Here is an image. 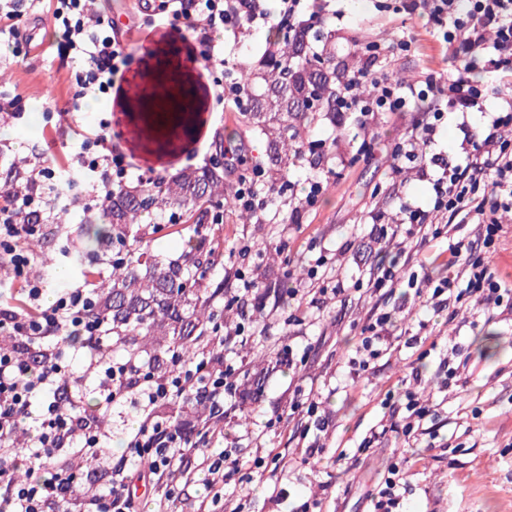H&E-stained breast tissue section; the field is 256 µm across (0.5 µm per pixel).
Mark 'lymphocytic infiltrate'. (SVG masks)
Instances as JSON below:
<instances>
[{
	"instance_id": "1",
	"label": "lymphocytic infiltrate",
	"mask_w": 512,
	"mask_h": 512,
	"mask_svg": "<svg viewBox=\"0 0 512 512\" xmlns=\"http://www.w3.org/2000/svg\"><path fill=\"white\" fill-rule=\"evenodd\" d=\"M270 10L267 0H135L137 22L122 25L103 0H0V47L13 57L29 55L32 40L23 34L25 22L52 24L53 46L71 56L78 66L70 75L72 93L64 108L52 102L32 103L17 93L0 91V121H15L24 112L41 113L45 121H67L71 130L68 152L54 155L40 150L36 162L21 168L6 161L10 144L0 141V512H141L128 492L132 478L146 481L196 457L206 487L223 482L226 470L242 463L225 454H210L209 442L224 434V399L237 391L236 369L223 359L205 356L187 362L168 358L162 372L132 375L126 364L112 360L111 349L95 344L100 325L90 315L98 304V271L83 275L51 305H43V289L29 274L28 244L42 225L53 223L56 212L108 209L114 187L145 185L151 177L140 172L131 153L110 134V119L97 125L79 123L88 101L122 98L126 74L135 55V38L157 31H184L196 61L206 77L216 106L225 112L251 108L248 89L228 76L224 41L239 37L258 22L278 33L320 22L324 7L317 0H278ZM402 10L417 17L425 31L457 62L447 77L427 75L421 88L401 86L377 69L382 52L373 46L369 67L347 76L343 99L368 125L382 112L402 111L409 103H432L431 122L419 132L433 138L446 111L468 114L483 96V85L473 77L481 71L501 79V110L479 135L467 136L469 149L462 163L444 166L432 181L429 208L410 210L409 234L421 245L441 238L438 218L477 224L483 253L449 244L444 263L448 276L433 278L427 261H392L382 264L372 281L374 291L430 287L434 311L460 302L463 294L476 295L492 310L512 302V281L491 261L504 229L498 210L512 198V0H404ZM372 81L377 94L360 99L362 81ZM81 193L70 194L71 181ZM467 277L464 292H456L452 269ZM392 326L391 311L372 307L356 348L360 370H367L383 352ZM87 344L88 371L101 377L105 405L119 402L132 390L145 401L143 419L121 457L110 463V483L104 488L85 486L77 477L75 461L101 445L97 416L82 406L76 381L63 364L68 339ZM206 400L213 409L194 439H185L171 423L156 419L157 404L184 398L187 393ZM27 436L24 451L14 446L17 432ZM65 454L71 464L46 468L47 459ZM148 461L149 469L134 465Z\"/></svg>"
}]
</instances>
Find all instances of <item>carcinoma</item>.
<instances>
[{
  "mask_svg": "<svg viewBox=\"0 0 512 512\" xmlns=\"http://www.w3.org/2000/svg\"><path fill=\"white\" fill-rule=\"evenodd\" d=\"M268 66L270 75L261 79L278 111L309 125L341 108L345 77L333 59L310 51L305 31L282 38ZM296 139L286 122L274 131L271 185L286 180L289 168L304 159ZM223 184L224 168L209 164L172 183L112 189L105 215L112 228V274L101 280L102 302L91 318L112 331V344L139 361L148 356L147 365L156 371L167 368L168 353L200 349L217 322L212 300L224 294V284L211 286L210 273L221 255L206 230L224 210V199L215 196ZM187 224L194 225L196 237L185 252L175 259L154 253L152 235Z\"/></svg>",
  "mask_w": 512,
  "mask_h": 512,
  "instance_id": "1",
  "label": "carcinoma"
}]
</instances>
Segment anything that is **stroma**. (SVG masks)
Wrapping results in <instances>:
<instances>
[{"label": "stroma", "instance_id": "35a3bbf8", "mask_svg": "<svg viewBox=\"0 0 512 512\" xmlns=\"http://www.w3.org/2000/svg\"><path fill=\"white\" fill-rule=\"evenodd\" d=\"M328 43H312L314 51L329 50L346 72L365 69V46L387 47L400 37L416 36V50L387 59L386 73L407 85L428 72H446L451 62L438 44L424 36L418 19L383 10L379 0H327ZM176 65L190 89V131L177 143L152 139L134 148L136 162L155 168L165 179L194 170L216 151L217 143L242 146L248 166L268 164V144L235 117L223 127L215 120L213 104L199 76L198 62L178 34L139 51L130 79L149 82L161 64ZM76 64L57 54L34 53L25 59L0 62V91L51 100L64 107L68 75ZM355 113L336 112L308 125L303 142L324 141L318 167L302 161L291 167L292 194L266 216L243 219L237 208L224 212L223 257L212 271V283L239 294V305L225 308L220 320L229 339L225 362L237 370L238 382L260 376L263 393L251 407L232 406L224 415V438L212 452L254 460L268 450L281 452L285 467L277 477L228 472L224 494L214 512H369L368 495L387 467L401 461L405 478L399 488L403 512H512V312L487 311L469 305L452 316L436 314L396 293L395 325L388 350L371 369L352 378L348 361L375 300L367 284L378 272L381 256H406L416 241L401 224L406 206L428 207L430 180L436 172L431 158L455 165L464 158V135L457 113L439 123L433 141L413 138L416 126L429 115L417 107L376 115L379 137L370 151H361ZM412 140L413 156H395L397 142ZM324 182L325 194L313 211L298 210L309 179ZM100 210L85 215L65 214L43 225L31 241V274L45 284L44 304L55 301L76 280L74 259L89 263L105 255L104 245L86 246L84 226L99 221ZM250 246L249 258L238 255ZM249 269L257 288L246 293L237 280L239 267ZM320 268L324 294L305 304L299 319L287 321L274 299L259 300V288L288 279L306 288L309 272ZM254 325L255 335L241 338L239 322ZM457 348L460 358L475 365L474 375L446 383L439 355ZM67 362L80 379L88 403L98 406L106 452L121 453L141 419L138 393L106 407L100 403L97 373L87 372L79 353L67 350ZM394 392L395 404L414 394L435 413L424 421L426 430L417 449L405 447L400 434L382 431L381 402ZM315 396L321 429L302 433L289 415L292 403ZM452 449H445V442ZM210 491L189 480L184 470H169L160 480L141 483L136 497L143 512H151L161 497H170L172 512H196Z\"/></svg>", "mask_w": 512, "mask_h": 512}]
</instances>
